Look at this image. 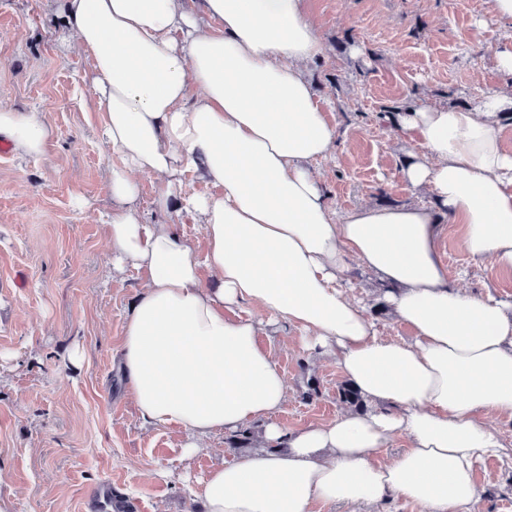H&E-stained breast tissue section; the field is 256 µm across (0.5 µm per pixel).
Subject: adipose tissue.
<instances>
[{
	"instance_id": "adipose-tissue-1",
	"label": "adipose tissue",
	"mask_w": 512,
	"mask_h": 512,
	"mask_svg": "<svg viewBox=\"0 0 512 512\" xmlns=\"http://www.w3.org/2000/svg\"><path fill=\"white\" fill-rule=\"evenodd\" d=\"M64 11L91 58L112 154V266L148 274L115 357L125 392L145 421L188 433V461L216 431L265 424L268 450L204 477L205 512L390 499L470 512L476 466L506 451L478 414L512 417V307L453 281L438 242L451 219L469 257L512 268V154L498 135L512 86L473 107L399 115L396 132L416 150L403 176L433 205L341 213L317 169L337 130L306 74L325 44L304 0H201L196 10L187 0H64ZM51 135L36 113L0 107V140L20 155H41ZM188 174L217 193L174 198ZM141 175L160 182L157 210L197 216L204 251L176 225L144 219ZM355 260L388 284L384 301L414 340L378 335L349 295ZM232 307L257 313L225 318ZM278 325L335 360L371 410L294 431L271 423L288 383L258 338ZM399 433L407 448L375 464Z\"/></svg>"
}]
</instances>
